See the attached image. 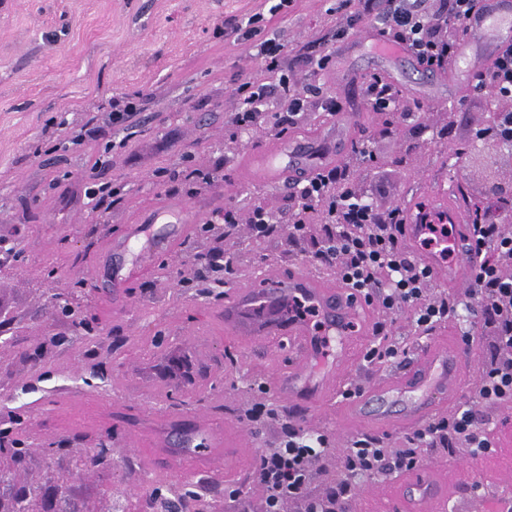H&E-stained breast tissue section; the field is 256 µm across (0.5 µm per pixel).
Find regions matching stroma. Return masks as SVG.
<instances>
[{
  "label": "stroma",
  "mask_w": 512,
  "mask_h": 512,
  "mask_svg": "<svg viewBox=\"0 0 512 512\" xmlns=\"http://www.w3.org/2000/svg\"><path fill=\"white\" fill-rule=\"evenodd\" d=\"M359 0H294L269 15L268 0H0V237L15 240L21 252L16 268L0 272V308L18 327L15 347L0 349V428L16 414H27L19 438L30 452L19 475L23 482H45L50 472L63 473L69 451L93 453L99 436L112 433V461L67 477L62 495L50 497L48 512H107L112 499L145 503L163 473L142 468L130 438L147 417L149 400L163 375L148 366L145 350L184 359L191 356L206 330L209 385L197 395L173 393L169 405L209 420L215 427H235L243 434L249 458L278 446L281 419L290 415L275 392H261L281 363L277 353L253 351L227 335L213 318L224 298L212 281L195 278L194 257L211 246L208 232L193 229L154 268L127 290L117 311L107 309L95 288L109 268L98 265L107 236L163 204L190 203L201 220L224 204H261L273 212L288 208V189L248 179L242 161L265 145L264 132L239 134L242 146L228 152L224 142L235 134L228 115L235 109L233 89L260 73L251 42L225 30L230 17L265 14L267 28L280 32L288 45L286 64L294 74L311 76L313 67L299 48L328 32L339 13L356 9ZM320 77L348 111L358 128L371 136L373 161L362 176L365 190L378 203L408 205L432 198L451 179L469 183L473 172L449 174L446 156L474 142L475 121L489 115L485 99L474 89L465 64L432 73L410 55L389 57L377 43L351 39L337 43L336 54ZM386 78L409 99L423 104L419 119L404 121L399 133L381 134L385 113L361 104V86L371 75ZM135 90L145 98L139 128L129 142L106 121L88 118L106 108L109 95ZM454 108L453 125L440 142L430 140L431 119L445 118ZM66 116L70 127L90 125L80 146L56 148L54 120ZM108 165L99 173L121 197L106 213L94 211L83 196V182L96 159ZM190 166L218 170L221 178L202 196L187 199V187L169 182L168 172ZM233 259L227 287L259 282L272 271L291 266L310 268L323 280L339 279L336 268L314 264L311 243L288 249L240 231L220 244ZM73 288L88 297L98 319L93 334H74L60 320L46 291ZM373 320L389 325L393 337L422 346L429 335L458 333L455 320L432 332L415 330L408 313L392 314L372 306ZM161 330V342L152 339ZM55 344L40 359L22 361L19 352L41 339ZM100 400L102 418L90 426L71 425L81 413L83 395ZM341 394L314 415L302 418L303 429L328 434L329 448L311 464L312 495L325 496L342 475V451L357 428L337 420ZM257 403L272 405L278 419L260 429L248 426L247 411ZM495 412L500 426L496 448L475 458L468 449L455 455L435 448L425 469L448 488V512H463L471 497L466 472L480 481L481 496L492 498L512 488V404ZM56 449L47 462L45 449ZM208 512H259L265 494L253 474L236 482L223 474L207 477Z\"/></svg>",
  "instance_id": "obj_1"
}]
</instances>
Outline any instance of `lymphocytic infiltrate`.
Wrapping results in <instances>:
<instances>
[{
	"instance_id": "lymphocytic-infiltrate-1",
	"label": "lymphocytic infiltrate",
	"mask_w": 512,
	"mask_h": 512,
	"mask_svg": "<svg viewBox=\"0 0 512 512\" xmlns=\"http://www.w3.org/2000/svg\"><path fill=\"white\" fill-rule=\"evenodd\" d=\"M482 0H363L360 11L342 18L335 34L309 42L307 57L316 70H324L332 60L329 44L370 22L383 43L402 48L430 71H445L457 61L455 31L466 28L467 19L480 10ZM262 14L247 22L228 19V27L241 39H256V57L263 69L260 79L247 78L233 89L239 100L230 124L241 130L267 128L268 115L279 125L297 126L300 119L315 111L338 113L342 101L325 91L319 79H299L287 72L284 56L287 46L280 36L262 37ZM477 86L491 87L496 104L493 134L512 144V44L496 57L492 67L481 73ZM361 98L366 107L383 112L400 105L401 119L416 115L401 92L381 76L364 81ZM372 155L369 140H362L361 152L346 165L326 166L295 185L288 206V241L303 239L306 215L322 217L324 237L312 257L320 264L336 267L340 279L367 303H378L392 313L411 307L412 323L428 329L457 317L466 309L482 321L490 338L491 354L479 368L478 388L452 413L432 419L426 426L408 434L401 447H385L379 438L360 435L343 450L344 477L326 498L308 493L311 462L329 446L327 435L288 427L277 450L260 455L255 475L271 506L293 500L306 501L305 512H328L331 502L354 503L365 479L392 480L420 468L425 448H468L479 457L490 453L495 442L494 419L487 409L512 402V276L501 274V256L512 254V233L506 232L499 217L471 223L476 243L477 269L465 296L434 291L427 267L406 250L396 231L405 222V210L379 206L353 187L337 193L346 182L348 171H362Z\"/></svg>"
}]
</instances>
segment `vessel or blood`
<instances>
[{
    "label": "vessel or blood",
    "instance_id": "b4317fda",
    "mask_svg": "<svg viewBox=\"0 0 512 512\" xmlns=\"http://www.w3.org/2000/svg\"><path fill=\"white\" fill-rule=\"evenodd\" d=\"M472 38L484 48L479 62L494 58L500 49L512 43V0H483L480 11L467 21ZM356 128L353 114L343 112L335 120V149L327 159L339 157L340 146L350 145ZM316 154L310 142H298L292 150L280 143H269L253 154L245 173L266 184L308 176ZM435 206L454 226V261L442 263L438 257L419 247L420 227L404 224L399 234L407 250L417 254L430 269L434 282L442 288H463L470 281L469 254L474 247L462 210L449 205L446 193L433 198ZM174 218L169 233L149 236L151 222ZM199 220L189 205L153 210L137 224L126 225L122 234L109 236L102 255L109 262L112 288L106 293L108 305H124L126 289L134 276L149 272L158 253L172 251ZM313 303L321 316L320 326L284 315L283 308L294 299ZM367 305L361 298L350 297L347 290L315 277L309 270L296 267L270 274L262 286L234 289L224 301L220 315L226 333L243 345L272 349L286 342L294 355L288 365L275 372L277 393L301 414L318 411L332 395L343 377L370 323L365 317ZM473 371L462 356L458 338H440L432 342L404 369L392 378L369 386L346 401L344 416L349 423L374 429L417 428L470 390ZM205 380L198 361H191L181 375L164 379L162 395L175 390L200 391ZM148 445L140 449L141 465L151 472H172L200 476L220 470L225 480L239 479L246 470L241 440L236 430L220 431L210 422L192 419L173 411H159L147 431ZM446 486L428 470H418L404 477L400 492L390 505V512H427L429 506L444 500Z\"/></svg>",
    "mask_w": 512,
    "mask_h": 512
}]
</instances>
